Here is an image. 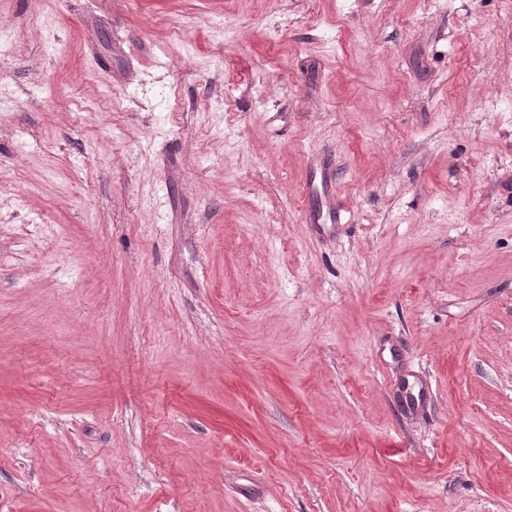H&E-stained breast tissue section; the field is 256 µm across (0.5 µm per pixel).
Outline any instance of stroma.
<instances>
[{
  "instance_id": "obj_1",
  "label": "stroma",
  "mask_w": 512,
  "mask_h": 512,
  "mask_svg": "<svg viewBox=\"0 0 512 512\" xmlns=\"http://www.w3.org/2000/svg\"><path fill=\"white\" fill-rule=\"evenodd\" d=\"M1 32L0 512H512V0ZM317 171L312 172L311 186L318 195L320 204L318 209L309 216V222L320 234H332L336 232L341 224V209L336 205L331 190L326 185L323 176L320 174L321 189L316 184Z\"/></svg>"
}]
</instances>
